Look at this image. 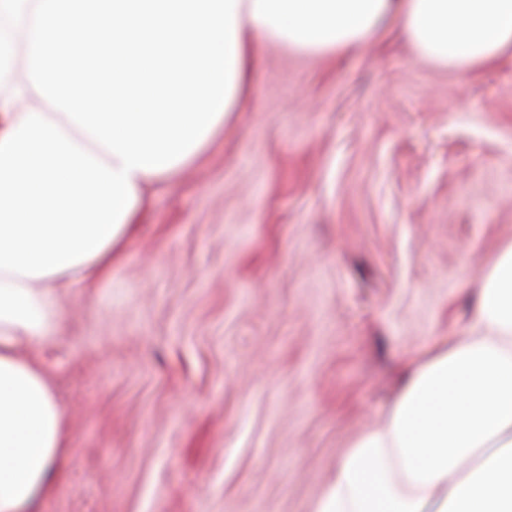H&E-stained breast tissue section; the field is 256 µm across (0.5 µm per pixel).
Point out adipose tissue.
<instances>
[{"label": "adipose tissue", "mask_w": 512, "mask_h": 512, "mask_svg": "<svg viewBox=\"0 0 512 512\" xmlns=\"http://www.w3.org/2000/svg\"><path fill=\"white\" fill-rule=\"evenodd\" d=\"M234 13L236 97L258 45L333 54L366 40L391 14L422 64L467 72L512 51V0H237ZM10 67L0 139L33 111L118 171L119 156L34 88L27 56ZM180 170H131L135 201L93 257L37 277L0 270V512H27L67 450L66 416L45 369L20 359L18 344L50 337L64 316L56 282L81 288L108 274L139 222L144 185ZM313 512H512V243L482 277L470 336L409 367L388 417L339 457Z\"/></svg>", "instance_id": "obj_1"}]
</instances>
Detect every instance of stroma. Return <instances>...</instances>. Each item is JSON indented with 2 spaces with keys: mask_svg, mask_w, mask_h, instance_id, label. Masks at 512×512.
Masks as SVG:
<instances>
[{
  "mask_svg": "<svg viewBox=\"0 0 512 512\" xmlns=\"http://www.w3.org/2000/svg\"><path fill=\"white\" fill-rule=\"evenodd\" d=\"M111 273L59 282L42 362L68 451L31 512H312L406 366L468 336L512 241V53L416 61L398 22L262 45Z\"/></svg>",
  "mask_w": 512,
  "mask_h": 512,
  "instance_id": "obj_1",
  "label": "stroma"
}]
</instances>
